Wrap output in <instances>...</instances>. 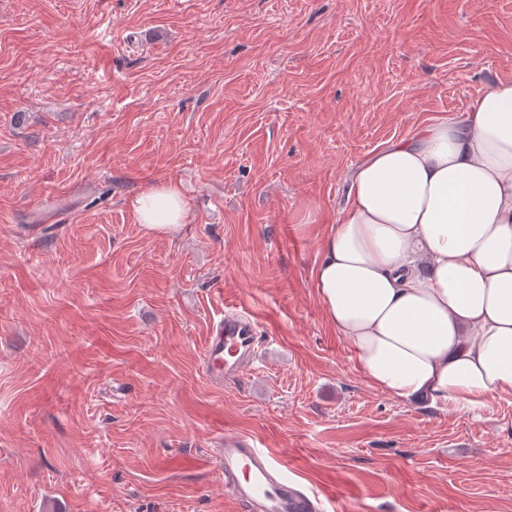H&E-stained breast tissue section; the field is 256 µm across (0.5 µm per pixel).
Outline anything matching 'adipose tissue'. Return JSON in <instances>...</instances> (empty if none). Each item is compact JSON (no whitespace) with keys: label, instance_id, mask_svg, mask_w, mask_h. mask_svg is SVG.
Returning <instances> with one entry per match:
<instances>
[{"label":"adipose tissue","instance_id":"1","mask_svg":"<svg viewBox=\"0 0 512 512\" xmlns=\"http://www.w3.org/2000/svg\"><path fill=\"white\" fill-rule=\"evenodd\" d=\"M134 214L150 236L187 219L171 185ZM320 254L317 297L374 387L473 417L511 396L512 81L357 166Z\"/></svg>","mask_w":512,"mask_h":512}]
</instances>
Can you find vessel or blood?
<instances>
[{"label":"vessel or blood","mask_w":512,"mask_h":512,"mask_svg":"<svg viewBox=\"0 0 512 512\" xmlns=\"http://www.w3.org/2000/svg\"><path fill=\"white\" fill-rule=\"evenodd\" d=\"M258 341L254 320L236 310H225L205 343L207 374L244 375L253 363ZM218 456L224 483L231 488L242 512H316L317 494L302 491L290 482L280 462L253 438L226 434Z\"/></svg>","instance_id":"obj_1"}]
</instances>
